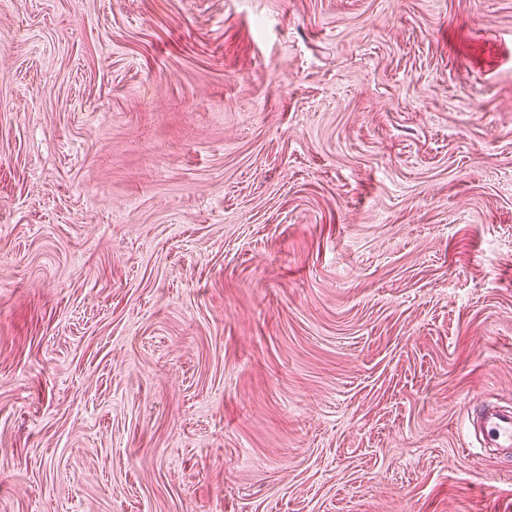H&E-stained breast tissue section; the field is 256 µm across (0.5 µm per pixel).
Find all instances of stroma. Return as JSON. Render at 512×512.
Returning a JSON list of instances; mask_svg holds the SVG:
<instances>
[{"instance_id": "35a3bbf8", "label": "stroma", "mask_w": 512, "mask_h": 512, "mask_svg": "<svg viewBox=\"0 0 512 512\" xmlns=\"http://www.w3.org/2000/svg\"><path fill=\"white\" fill-rule=\"evenodd\" d=\"M512 0H8L0 512H512ZM472 424H477L479 431L478 434L475 431V436L484 448H509L512 451V410L499 409L472 416Z\"/></svg>"}]
</instances>
